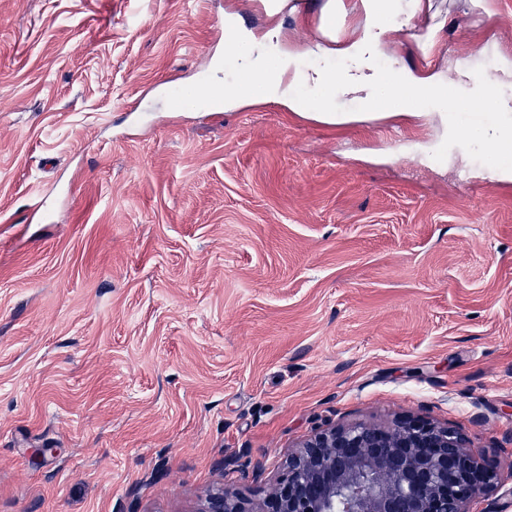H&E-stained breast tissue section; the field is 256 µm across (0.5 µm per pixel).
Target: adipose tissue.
<instances>
[{
  "label": "adipose tissue",
  "instance_id": "1",
  "mask_svg": "<svg viewBox=\"0 0 512 512\" xmlns=\"http://www.w3.org/2000/svg\"><path fill=\"white\" fill-rule=\"evenodd\" d=\"M361 9L365 19L363 36L329 50L330 55L356 60V70L338 72L328 66L315 69L305 77L314 90L326 92L339 89L362 94L367 103L365 116L369 119H385L395 113L413 114L419 96L445 91L446 83L440 78H416L409 74L397 78L376 70L373 61L380 52L381 38L386 32L385 23L399 17L401 11L397 0H361ZM227 35L234 44L245 49L241 58L243 75L251 78L260 73H268L267 52L278 38L276 32L271 31L258 37L252 32L231 28ZM397 86L404 89L405 96L398 109L391 111L385 108L384 101ZM470 96L474 103L497 109V120L452 126L448 129L449 136L464 144L477 145L492 156L512 153V101L490 95L488 86L481 82L475 83Z\"/></svg>",
  "mask_w": 512,
  "mask_h": 512
}]
</instances>
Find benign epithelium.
Listing matches in <instances>:
<instances>
[{
  "label": "benign epithelium",
  "instance_id": "1",
  "mask_svg": "<svg viewBox=\"0 0 512 512\" xmlns=\"http://www.w3.org/2000/svg\"><path fill=\"white\" fill-rule=\"evenodd\" d=\"M498 473L455 429L421 418L317 432L257 503L233 487L200 512H488Z\"/></svg>",
  "mask_w": 512,
  "mask_h": 512
}]
</instances>
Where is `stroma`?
I'll use <instances>...</instances> for the list:
<instances>
[{"mask_svg": "<svg viewBox=\"0 0 512 512\" xmlns=\"http://www.w3.org/2000/svg\"><path fill=\"white\" fill-rule=\"evenodd\" d=\"M320 11L0 0V512L256 499L315 432L407 417L468 437L512 512V178L448 138L490 111L452 87L311 121ZM228 14L279 28L287 100L177 105L240 80ZM380 64L512 98V0H423Z\"/></svg>", "mask_w": 512, "mask_h": 512, "instance_id": "1", "label": "stroma"}]
</instances>
